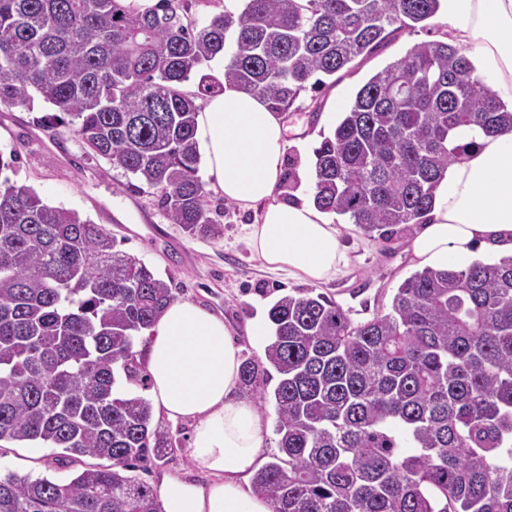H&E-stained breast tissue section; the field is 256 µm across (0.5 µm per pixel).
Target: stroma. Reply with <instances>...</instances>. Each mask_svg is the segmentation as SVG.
<instances>
[{
  "label": "stroma",
  "mask_w": 512,
  "mask_h": 512,
  "mask_svg": "<svg viewBox=\"0 0 512 512\" xmlns=\"http://www.w3.org/2000/svg\"><path fill=\"white\" fill-rule=\"evenodd\" d=\"M446 36V18L440 13L427 28L398 32L388 45L357 59L350 69L320 84L307 83L284 113L288 125L284 168L299 177L295 195L312 194L314 150L333 132L357 90L414 45ZM48 111L39 99L29 107L0 106V154L17 158L13 181L32 187L47 204L75 210L104 225L116 238L118 250L145 262L172 285L178 300L196 302L222 315L243 357L264 360L269 339L253 335L251 325L266 319L268 308L279 297L311 290L359 313L385 312L397 287L417 270L408 252L414 230L383 243L348 223L340 224L339 230L349 262L335 279L310 282L270 270L252 254L245 238V227L258 220L260 208L242 210L213 192L206 200L211 218L224 226L223 237H189L165 219L156 190L130 191L124 171L93 155L73 131L65 129L54 136L39 127L38 118ZM194 428L191 421L167 424L176 451L149 460L139 478L154 487L169 476L204 482V475L193 469L185 453ZM59 456V449L44 444L4 441L0 443V474L64 480L72 469Z\"/></svg>",
  "instance_id": "35a3bbf8"
}]
</instances>
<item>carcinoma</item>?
Wrapping results in <instances>:
<instances>
[{"instance_id": "obj_1", "label": "carcinoma", "mask_w": 512, "mask_h": 512, "mask_svg": "<svg viewBox=\"0 0 512 512\" xmlns=\"http://www.w3.org/2000/svg\"><path fill=\"white\" fill-rule=\"evenodd\" d=\"M201 28L179 0H0V105L39 95L42 126L74 128L95 155L160 192L171 224L218 239L198 176L195 99L224 83L283 111L316 74L333 76L441 0H244ZM228 56L218 78L202 69ZM465 50L412 47L372 75L314 150L313 201L390 242L420 224L461 127H512ZM199 77L197 91L182 85ZM103 225L0 178V442L60 448L110 465L65 481L0 477V512H162L125 472L173 451L134 348L176 297ZM265 362L241 391L266 400L279 454L254 476L272 512H512V258L425 268L391 310L353 317L323 293L267 312Z\"/></svg>"}]
</instances>
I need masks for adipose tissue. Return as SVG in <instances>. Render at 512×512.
Listing matches in <instances>:
<instances>
[{
	"label": "adipose tissue",
	"mask_w": 512,
	"mask_h": 512,
	"mask_svg": "<svg viewBox=\"0 0 512 512\" xmlns=\"http://www.w3.org/2000/svg\"><path fill=\"white\" fill-rule=\"evenodd\" d=\"M448 43L476 52L475 74L512 106V0H442ZM287 126L265 100L236 86L211 95L195 140L210 189L241 209L263 204L249 225L252 251L269 269L327 281L346 266L337 225L313 203L285 199L280 184ZM469 144L434 191L423 228L409 244L417 265H470L478 251L512 257V128L460 133ZM153 411L171 423L195 420L186 453L203 483L162 481V512H271L245 481L261 463L257 410L238 393L241 354L222 316L182 301L159 315L146 344Z\"/></svg>",
	"instance_id": "ef3b65f1"
}]
</instances>
